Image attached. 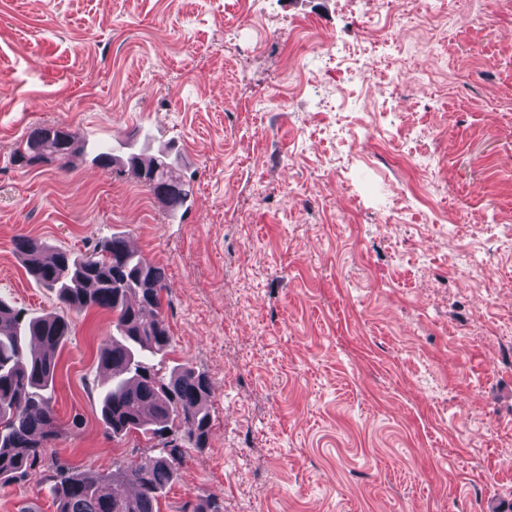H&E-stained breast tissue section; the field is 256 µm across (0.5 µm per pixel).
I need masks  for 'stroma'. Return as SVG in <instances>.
<instances>
[{
	"label": "stroma",
	"mask_w": 512,
	"mask_h": 512,
	"mask_svg": "<svg viewBox=\"0 0 512 512\" xmlns=\"http://www.w3.org/2000/svg\"><path fill=\"white\" fill-rule=\"evenodd\" d=\"M52 125L169 153L184 218L118 164L13 165ZM114 234L166 271L162 367L211 383L160 512L512 505V0H0V301L61 310L18 236ZM111 332L73 317L62 433L0 512L150 453L101 420Z\"/></svg>",
	"instance_id": "obj_1"
}]
</instances>
